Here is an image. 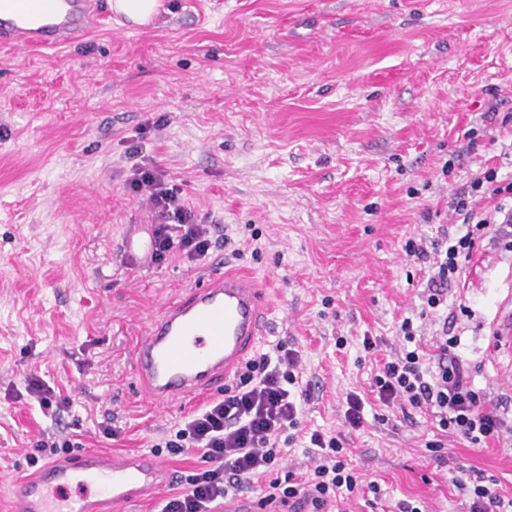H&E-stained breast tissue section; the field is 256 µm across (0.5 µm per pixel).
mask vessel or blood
<instances>
[{
	"label": "vessel or blood",
	"mask_w": 512,
	"mask_h": 512,
	"mask_svg": "<svg viewBox=\"0 0 512 512\" xmlns=\"http://www.w3.org/2000/svg\"><path fill=\"white\" fill-rule=\"evenodd\" d=\"M101 0H10L0 6V43L56 51L108 19ZM271 313L261 289L221 270L166 305L134 352V375L163 408L226 387L264 336ZM170 471L150 452L82 450L45 462L11 489L12 512H124L162 490ZM219 512H275L248 495L225 499Z\"/></svg>",
	"instance_id": "b4317fda"
}]
</instances>
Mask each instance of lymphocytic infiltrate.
<instances>
[{
    "label": "lymphocytic infiltrate",
    "instance_id": "1",
    "mask_svg": "<svg viewBox=\"0 0 512 512\" xmlns=\"http://www.w3.org/2000/svg\"><path fill=\"white\" fill-rule=\"evenodd\" d=\"M126 188L148 201L158 219L154 260H164L175 249L192 260L206 257L211 246L207 228L195 223L179 187L168 185L152 161L140 158L132 164ZM483 198L494 200V208L477 211ZM450 209L455 230L443 227L434 238L411 237L403 247L406 256L429 265L419 315L424 318L439 317L449 284L460 279L493 225L512 224V181L499 179L496 169H486L456 192ZM414 319L407 316L398 323L400 347L372 378L378 402L427 414L440 432L474 445L512 438V419L503 412L504 399H488L472 387L469 371L456 352L457 338L442 329L433 335L429 349L416 347ZM301 381L299 352L282 342L269 345L244 363L234 388L225 390L223 398L176 423L163 441L165 448L175 456L194 449L202 465L182 477L180 488L164 500L160 512H213L214 503L240 492L245 480L263 476L269 479L265 504L294 500L311 512L347 502L364 487L378 492L377 483L362 485L347 461L348 450L339 434L313 431L305 467H285L288 451L280 441L299 425L302 409L295 390ZM280 467L285 473L279 478L275 471ZM453 485L469 498V512H512V496L503 494L498 479L483 484L460 477Z\"/></svg>",
    "mask_w": 512,
    "mask_h": 512
}]
</instances>
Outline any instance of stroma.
<instances>
[{"label": "stroma", "instance_id": "1", "mask_svg": "<svg viewBox=\"0 0 512 512\" xmlns=\"http://www.w3.org/2000/svg\"><path fill=\"white\" fill-rule=\"evenodd\" d=\"M162 4L151 26L116 16L53 55L0 49V512L39 440L68 432L103 452L148 451L198 409L155 410L135 386L134 348L218 263L275 296L262 342L302 356L303 430H341L345 393L368 390L395 324L422 308L425 265L405 240L436 236L476 174L512 180V122L499 121L512 113V0ZM492 109L498 120L483 121ZM135 150L209 228L204 261L124 258L132 227L147 240L154 230L125 186ZM510 294L512 252L498 240L448 289L457 351L493 399L512 392V357L492 336ZM32 374L71 398L60 421L24 399ZM379 411L365 407L346 439L384 503L351 512L401 500L466 512L442 455L512 495V442L478 448L439 438L423 414L394 409L381 424Z\"/></svg>", "mask_w": 512, "mask_h": 512}]
</instances>
